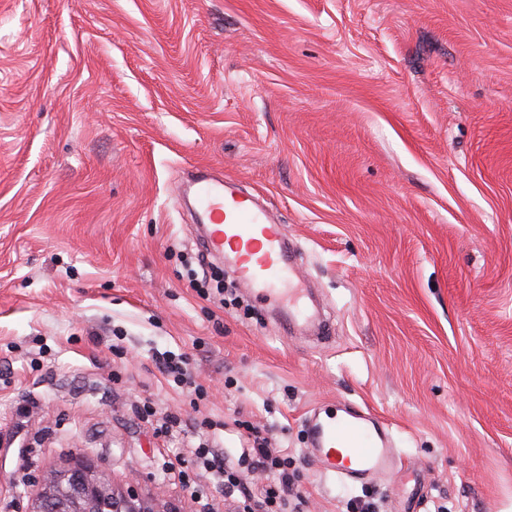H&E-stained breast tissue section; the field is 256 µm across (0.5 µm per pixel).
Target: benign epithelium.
<instances>
[{
    "label": "benign epithelium",
    "instance_id": "benign-epithelium-1",
    "mask_svg": "<svg viewBox=\"0 0 512 512\" xmlns=\"http://www.w3.org/2000/svg\"><path fill=\"white\" fill-rule=\"evenodd\" d=\"M39 495L28 512H96L95 505L112 502V512H157L133 487L119 489L86 460L45 472Z\"/></svg>",
    "mask_w": 512,
    "mask_h": 512
}]
</instances>
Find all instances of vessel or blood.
I'll return each mask as SVG.
<instances>
[{
    "mask_svg": "<svg viewBox=\"0 0 512 512\" xmlns=\"http://www.w3.org/2000/svg\"><path fill=\"white\" fill-rule=\"evenodd\" d=\"M194 195L199 214L208 223L207 252L223 254L229 242L243 246L237 256L241 280L264 296L290 298L296 269L282 225L244 193L226 188L223 180L200 177ZM375 418L373 411L356 407L344 417L318 420L313 456L323 458L330 470L349 481L387 472L394 451L386 435L375 428Z\"/></svg>",
    "mask_w": 512,
    "mask_h": 512,
    "instance_id": "obj_1",
    "label": "vessel or blood"
}]
</instances>
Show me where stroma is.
Here are the masks:
<instances>
[{
    "mask_svg": "<svg viewBox=\"0 0 512 512\" xmlns=\"http://www.w3.org/2000/svg\"><path fill=\"white\" fill-rule=\"evenodd\" d=\"M205 168L278 216L316 302L220 256L196 281ZM343 405L389 426L364 483L309 453ZM243 421L309 512H512V0H0V512L78 455L227 512L193 461ZM159 364L165 371L174 374V377L177 378L180 383L188 386L195 384L192 374L188 369L189 362L187 356L183 354L173 356L170 354L167 355V357H163L162 361L159 360Z\"/></svg>",
    "mask_w": 512,
    "mask_h": 512,
    "instance_id": "1",
    "label": "stroma"
}]
</instances>
